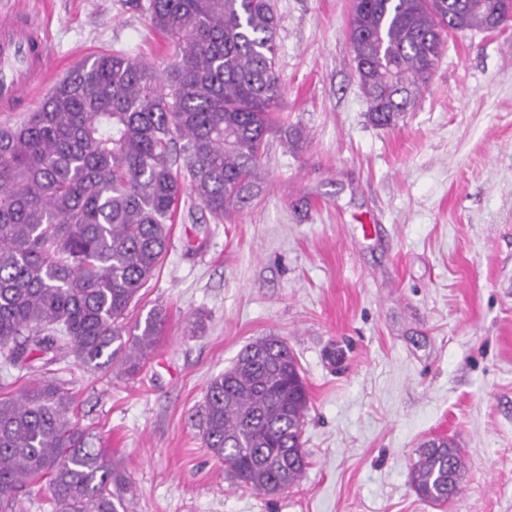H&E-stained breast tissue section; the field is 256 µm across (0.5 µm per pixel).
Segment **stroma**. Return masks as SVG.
Returning a JSON list of instances; mask_svg holds the SVG:
<instances>
[{
	"label": "stroma",
	"mask_w": 512,
	"mask_h": 512,
	"mask_svg": "<svg viewBox=\"0 0 512 512\" xmlns=\"http://www.w3.org/2000/svg\"><path fill=\"white\" fill-rule=\"evenodd\" d=\"M23 2L48 22L53 82L112 49L157 68L174 50L140 0ZM350 4L275 0L278 111L303 139H270L251 202L223 221L183 198L128 315H167L140 372L0 373V394L67 382L124 468L126 512H512V22L449 36L413 110L379 128ZM265 336L288 343L310 396L306 472L274 497L233 485L193 418L210 379ZM439 438L464 459L444 504L411 477Z\"/></svg>",
	"instance_id": "35a3bbf8"
}]
</instances>
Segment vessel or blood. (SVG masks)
<instances>
[{"label": "vessel or blood", "instance_id": "obj_1", "mask_svg": "<svg viewBox=\"0 0 512 512\" xmlns=\"http://www.w3.org/2000/svg\"><path fill=\"white\" fill-rule=\"evenodd\" d=\"M50 38L43 20L20 8L0 12V110L34 103L47 74Z\"/></svg>", "mask_w": 512, "mask_h": 512}]
</instances>
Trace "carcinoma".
I'll use <instances>...</instances> for the list:
<instances>
[{"mask_svg": "<svg viewBox=\"0 0 512 512\" xmlns=\"http://www.w3.org/2000/svg\"><path fill=\"white\" fill-rule=\"evenodd\" d=\"M154 29L174 45L157 70L122 51L85 60L20 123L0 126V369L73 358L136 374L166 313L127 315L167 252L190 192L213 219L247 204L267 141L298 145L276 117L273 0H149ZM512 21V0H352L349 40L369 120L392 126L416 104L448 32ZM309 394L288 345L265 337L214 376L195 413L204 447L238 485L275 496L307 468ZM458 446H422L417 495L458 494ZM44 480L52 512H119L126 477L95 446L73 395L40 380L0 395V512Z\"/></svg>", "mask_w": 512, "mask_h": 512, "instance_id": "obj_1", "label": "carcinoma"}]
</instances>
